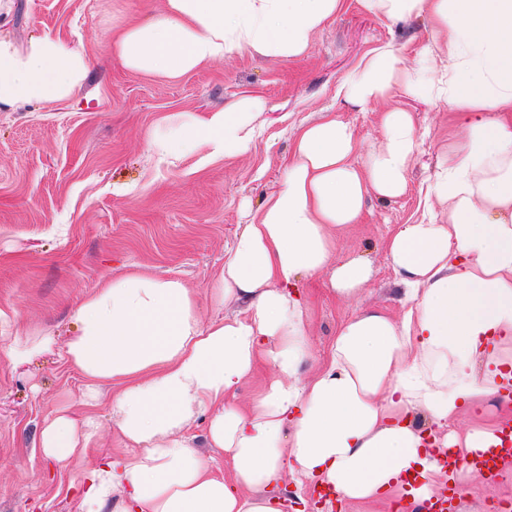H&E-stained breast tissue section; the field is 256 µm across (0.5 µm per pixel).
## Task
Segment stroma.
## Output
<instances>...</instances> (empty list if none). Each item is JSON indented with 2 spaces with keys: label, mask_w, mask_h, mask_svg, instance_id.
Returning a JSON list of instances; mask_svg holds the SVG:
<instances>
[{
  "label": "stroma",
  "mask_w": 512,
  "mask_h": 512,
  "mask_svg": "<svg viewBox=\"0 0 512 512\" xmlns=\"http://www.w3.org/2000/svg\"><path fill=\"white\" fill-rule=\"evenodd\" d=\"M165 0H0V35L26 48L43 34L62 36L85 50L88 75L68 100L0 108V307L14 310L0 322V512H81L71 490L83 467L119 448L106 405L87 407L81 374L66 363L61 345L76 331L72 310L103 280L146 267L194 289L200 320L238 312L216 309L210 286L224 267L246 210L282 186L296 128L330 109L354 128L363 154L382 142L383 107L414 115L419 130L408 190L390 201L371 199L362 223L338 233V257L364 256L374 275L358 298L330 291L329 277L305 278L308 357L304 377L323 365L341 321L362 306L399 315L395 274L383 248L390 230L447 216V204L427 189L443 140L448 108L396 86L385 105L361 110L338 94L366 54L379 46L425 41V19L394 23L345 0L298 57L251 49L175 79L126 68L106 35L116 26L160 13ZM242 97L265 108L254 122L252 147L213 160L191 154L170 165L152 146L162 119L206 114ZM37 342L55 336L57 348L16 364L6 354L14 335ZM94 412L96 440L78 463L60 468L40 447L56 416ZM452 512H512V476L473 478Z\"/></svg>",
  "instance_id": "35a3bbf8"
}]
</instances>
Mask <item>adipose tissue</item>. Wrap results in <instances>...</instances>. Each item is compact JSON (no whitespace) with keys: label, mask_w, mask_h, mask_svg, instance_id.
Returning <instances> with one entry per match:
<instances>
[{"label":"adipose tissue","mask_w":512,"mask_h":512,"mask_svg":"<svg viewBox=\"0 0 512 512\" xmlns=\"http://www.w3.org/2000/svg\"><path fill=\"white\" fill-rule=\"evenodd\" d=\"M343 0H166L158 15L110 30L132 70L177 78L252 48L304 54ZM386 19L425 18L431 43L412 53L370 51L346 81L345 103L365 109L408 93L448 107V138L429 196L448 219L428 218L387 234L386 255L403 312L357 309L341 322L318 374L301 381L307 309L292 293L300 278L328 273L331 292L355 298L370 260L337 259L335 232L361 223L367 198L405 194L418 148L412 113L381 112L384 142L368 161L353 126L335 113L299 129L282 187L250 213L211 288L231 317L202 324L194 292L175 279L132 270L103 281L75 309L66 360L89 389L110 384L124 453L88 469L85 512H282L284 476L311 479L339 499H430L443 475L426 439L464 454L485 451L494 425H450L512 383V0H360ZM436 61L431 79L403 81L408 55ZM89 70L84 51L49 34L26 50L0 37V106L72 97ZM260 99L204 116L184 115L165 158L250 148ZM274 374L246 405L237 391L259 363ZM209 417L208 447L224 454L215 474L183 434ZM93 421L61 415L42 432L60 466L89 445Z\"/></svg>","instance_id":"obj_1"}]
</instances>
